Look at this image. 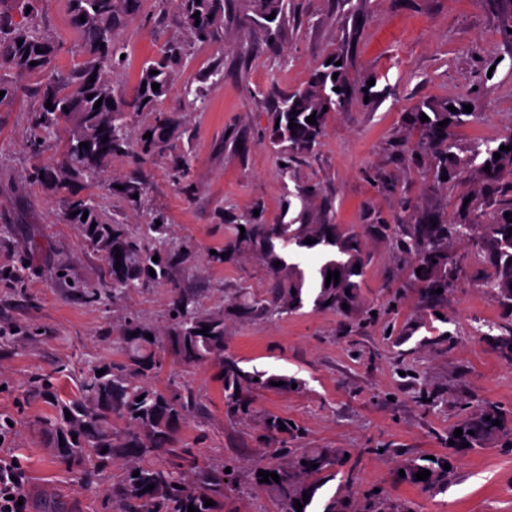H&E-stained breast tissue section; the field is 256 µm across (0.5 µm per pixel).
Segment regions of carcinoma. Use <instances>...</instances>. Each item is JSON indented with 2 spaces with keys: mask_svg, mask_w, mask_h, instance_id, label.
Here are the masks:
<instances>
[{
  "mask_svg": "<svg viewBox=\"0 0 512 512\" xmlns=\"http://www.w3.org/2000/svg\"><path fill=\"white\" fill-rule=\"evenodd\" d=\"M41 2L0 0V91L4 92L0 103L21 90L39 97L40 109L34 119L36 133L29 145L35 156L40 155L44 142L40 131L61 126L68 129L62 158L33 166L27 180L68 191L69 221L80 225L84 235L102 251L104 279L93 288L73 285L75 297L84 304H93L104 295L115 298L134 288L172 284L173 272L182 257L168 247L169 225L145 224L139 233H127L103 218L92 198L82 194L77 184L106 165L112 155L126 152V116L153 109L157 99L178 80L182 48L176 42L167 43L160 55L140 71L139 82L145 83V92L128 99L112 88L105 73L124 64L123 50L114 32L123 25L136 0H70L73 27L80 35L85 58L67 74L55 69L59 45L39 27ZM172 4L184 29L196 41L214 39L224 24V0H172ZM244 10L248 22L265 41L274 44L279 40L285 0H245ZM197 11L200 15L195 18ZM271 14L274 18L267 19ZM339 60L340 66L336 65ZM32 61L36 65H30ZM19 77H34L36 82L21 86L17 84ZM154 83L159 84V89H152ZM336 87L340 91H334ZM355 97H367L374 104L377 94L367 81L350 79L344 56L334 54L322 61L306 83L279 98L271 113L269 139L284 163V172L291 171L293 159L311 154L326 135L331 114L343 110ZM98 100L102 104L96 109ZM48 101L52 103L50 108L45 107ZM456 109L455 113L450 111L446 101L416 104L404 116V123L417 133L416 141L406 142L403 147L413 163L426 167L428 191L435 192L459 179L470 183L471 201L452 219L440 212L411 215L410 224L396 245L410 258L411 277L419 283L425 301L437 306L465 270L454 245L478 238L490 267L483 286L512 309V235H508L512 222L505 217L507 212L512 214V184L503 186L512 176V133L493 141H477L460 154L455 131L470 122L471 114L461 104ZM312 114L316 118L314 124L306 122ZM423 115L428 117L425 122L421 121ZM444 120L448 124L438 126ZM291 123L297 127L289 128ZM180 126L176 113H155L153 123L144 129L152 136L139 139L137 159L144 162L163 156ZM82 142L88 147L80 146ZM502 145L511 150L500 149ZM496 152L500 153L498 159L494 158ZM487 165L488 172L484 171ZM192 166L193 157L184 153L173 159L171 167L175 182L186 193L192 187ZM321 195L317 183L298 185L296 197L301 210L295 221L246 224L244 238L207 254L208 263L222 265L224 257L244 247L265 265L272 281L269 295L259 299L242 297L234 304L238 313L260 309L282 315L295 313L308 303L322 310H340L345 304L350 312L359 306L364 271L356 266H365L362 235L334 223L326 203L318 202ZM489 208L493 209V217L486 222L484 215ZM307 238L314 243H305ZM118 253L122 257L117 260ZM308 254L315 255L317 261L303 267L299 260ZM155 255L159 257L156 262ZM151 269L155 271L153 276ZM330 271L339 272L338 284H326ZM439 288L442 293H435ZM170 311L176 316L170 318L171 325L163 339L133 318L126 321L121 328L124 361L104 368L100 376L97 369L89 370L81 385L82 395L58 405L56 413L42 418L40 425L62 462L84 482H92L97 471L114 461L121 462L123 478L109 491L107 500L119 502L123 512H188L191 505L199 512H222L224 495L234 490L238 461L231 458L223 466L214 467L200 462L195 448L187 444L175 446L176 430L194 413L196 400L188 390L161 389L149 379L162 368L167 353L188 367L214 360L221 369L226 412L242 420L252 417L254 397L271 389L272 383L283 382L278 390L284 392L299 390L302 384L293 377L246 369L237 358L224 354V316L203 310L195 295L176 290ZM206 326L210 327L209 333L200 334ZM499 330L501 334L492 338L493 344L512 355V324L501 325ZM148 333L153 339L146 338ZM114 419L126 425L120 434L112 428ZM495 420L500 425H493ZM459 428L463 431L459 438L452 431L448 433L453 450L464 443L475 448L499 436L512 447V416L496 406L473 411ZM263 430L258 436L263 445L260 455L274 460L264 471L275 472L280 479L266 484L278 512H297V502L302 504V512H413L408 504L394 503L379 492L361 500L355 498L348 490L354 482L353 475L337 470L346 461L349 449L290 448L288 443L299 439L302 430L279 416L269 417ZM160 453L176 458V462L166 465L150 461ZM446 462V457L430 459L426 464L416 459L402 462L398 468L404 470L405 476L397 480L418 485L427 492L445 491L450 475L443 469ZM314 463L318 467H312ZM226 468L230 472H224ZM424 469L430 471V476L416 479V473ZM136 471L139 475L135 477ZM338 475L341 480L335 491L323 495L322 489ZM207 499L215 505L205 506Z\"/></svg>",
  "mask_w": 512,
  "mask_h": 512,
  "instance_id": "obj_1",
  "label": "carcinoma"
}]
</instances>
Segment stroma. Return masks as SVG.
<instances>
[{
  "instance_id": "1",
  "label": "stroma",
  "mask_w": 512,
  "mask_h": 512,
  "mask_svg": "<svg viewBox=\"0 0 512 512\" xmlns=\"http://www.w3.org/2000/svg\"><path fill=\"white\" fill-rule=\"evenodd\" d=\"M505 17L478 0H288L284 33L271 45L245 20L242 0H224L222 33L201 43L187 38L171 0H139L117 33L125 67L110 80L132 97L144 63L164 44H182L179 80L155 111L182 116L184 131L172 144L194 158V190H179L165 160L139 164L126 152L85 180L84 192L105 218L130 230L163 216L184 259L176 285L106 296L94 305L74 299L70 285L103 279L99 247L68 221L65 192L26 180L34 164L60 158L68 134L56 131L33 156L27 141L38 99L21 92L0 104V272L18 266L23 242L42 245L25 257L22 289L0 283L6 332L0 421L11 422L0 455L22 464L27 512H119L107 505L106 493L122 478L121 465L81 482L55 457L37 423L53 407L31 393V381L52 376L60 400L77 398L89 368L121 361L115 339L126 317L167 332L177 285L195 291L203 309L223 313L226 351L243 367L303 383L297 392L258 394L255 415L243 421L227 415L214 363L186 367L168 358L153 376L155 386L188 389L196 398L198 410L178 431L179 442L197 446L201 459L217 466L240 459L224 512H276L271 493L253 478L252 451L269 414L303 428L298 447L351 449L355 491L382 490L389 499L411 502L413 512H512V448L497 438L457 454L445 492L434 495L393 476L403 459L447 454L448 431L466 411L487 403L512 410V358L487 336L488 324L512 323V312L481 286L488 271L481 248L458 244L466 270L448 292V320L441 323L409 284V264L394 242L365 232L378 217L403 224L417 212L453 213L470 190L454 183L425 191L423 170L401 147L408 136L402 116L411 107L423 100L470 104L471 121L457 131L463 148L512 130ZM39 25L61 46L56 68L74 69L83 48L69 0H43ZM332 53L347 56L350 78L374 76L380 97L371 107L353 99L333 113L314 153L300 159L293 176L282 175L269 143V114ZM216 66L223 69L220 81L206 99L189 103L185 90ZM134 174L145 184L137 205L118 189ZM299 181L319 184L335 223L362 233L368 257L362 304L351 313L308 305L272 318L236 315L229 306L238 295L265 296L271 284L265 267L249 251L221 266L208 264L205 254L233 238L236 225L293 221ZM61 267L62 278L56 275Z\"/></svg>"
}]
</instances>
